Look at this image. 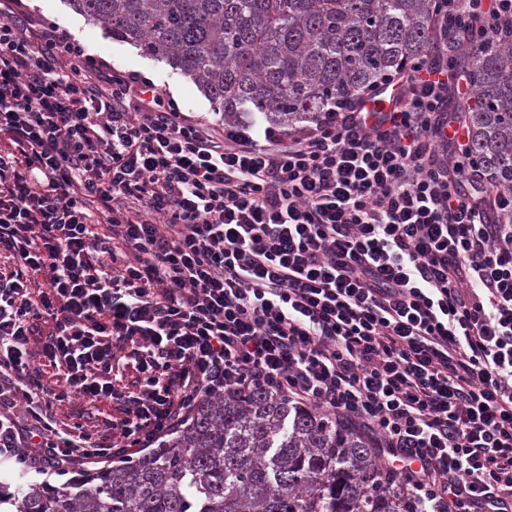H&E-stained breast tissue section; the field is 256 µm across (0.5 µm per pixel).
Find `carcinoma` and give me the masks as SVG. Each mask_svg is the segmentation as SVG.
I'll return each mask as SVG.
<instances>
[{"label": "carcinoma", "instance_id": "carcinoma-1", "mask_svg": "<svg viewBox=\"0 0 512 512\" xmlns=\"http://www.w3.org/2000/svg\"><path fill=\"white\" fill-rule=\"evenodd\" d=\"M191 78L233 125L295 129L423 57L440 59L437 0H67ZM455 62L476 172L512 191V42L461 41ZM0 512H415L369 437L262 391L206 395L161 446L65 487L0 485Z\"/></svg>", "mask_w": 512, "mask_h": 512}]
</instances>
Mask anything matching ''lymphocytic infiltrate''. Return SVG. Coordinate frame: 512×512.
Listing matches in <instances>:
<instances>
[{"label": "lymphocytic infiltrate", "instance_id": "obj_1", "mask_svg": "<svg viewBox=\"0 0 512 512\" xmlns=\"http://www.w3.org/2000/svg\"><path fill=\"white\" fill-rule=\"evenodd\" d=\"M505 21L512 0H448L436 32ZM462 79L423 60L390 76L393 111L336 105L263 144L0 0V450L57 473L131 459L201 396L256 389L367 433L418 512H512V224L462 163ZM38 354L121 406L111 443L53 426Z\"/></svg>", "mask_w": 512, "mask_h": 512}]
</instances>
